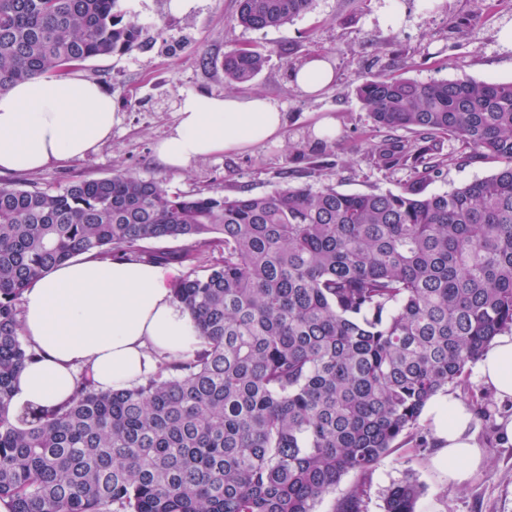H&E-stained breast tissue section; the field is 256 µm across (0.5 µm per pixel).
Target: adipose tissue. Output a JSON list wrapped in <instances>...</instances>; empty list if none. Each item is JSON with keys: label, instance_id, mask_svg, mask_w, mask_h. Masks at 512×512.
Here are the masks:
<instances>
[{"label": "adipose tissue", "instance_id": "adipose-tissue-1", "mask_svg": "<svg viewBox=\"0 0 512 512\" xmlns=\"http://www.w3.org/2000/svg\"><path fill=\"white\" fill-rule=\"evenodd\" d=\"M121 118L99 84L79 76L37 75L0 94V173L29 172L85 158L110 138ZM283 114L260 95L187 96L156 146L166 168L281 138ZM23 331L41 358L15 383L21 411L51 407L73 395L82 370L100 389L135 386L154 368V354L199 346L188 311L177 303L160 266L103 262L85 255L54 268L23 294ZM481 382L512 399V334L497 336L478 363ZM425 414L438 444L436 459L461 485L484 465L472 434L474 416L457 399L439 396Z\"/></svg>", "mask_w": 512, "mask_h": 512}]
</instances>
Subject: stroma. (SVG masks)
<instances>
[{"instance_id":"35a3bbf8","label":"stroma","mask_w":512,"mask_h":512,"mask_svg":"<svg viewBox=\"0 0 512 512\" xmlns=\"http://www.w3.org/2000/svg\"><path fill=\"white\" fill-rule=\"evenodd\" d=\"M146 29L143 43L123 55L86 61L78 76L98 82L112 95L121 117L109 141L87 158L20 175L28 186L106 177L129 171L162 183L169 191L235 196L264 195L287 186L343 193H386L411 182V164L386 166L373 155L374 144L389 138L358 100L355 89L370 72L420 82L469 76L478 81L512 82V48L499 39L512 24V0H314L290 24L251 30L234 24L238 0H196L188 13L175 14L169 0H123ZM267 50L263 70L237 94H260L285 114L280 140L221 156L204 157L184 171L164 168L154 146L170 130L181 100L190 94L228 93L222 62L226 45ZM313 55L328 57L333 84L323 92L302 93L292 72ZM209 66H201V58ZM448 161L428 182L426 194L443 193L493 174L497 162L465 161V147L440 139ZM467 406L485 402L475 437L486 467L464 485L448 476L426 453L402 448L384 457L366 487L364 512H382L383 493L406 473L426 491L417 512H512V440L499 421L512 415V401H501L470 373L466 387H449Z\"/></svg>"}]
</instances>
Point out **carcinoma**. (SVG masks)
I'll return each instance as SVG.
<instances>
[{
	"instance_id": "1",
	"label": "carcinoma",
	"mask_w": 512,
	"mask_h": 512,
	"mask_svg": "<svg viewBox=\"0 0 512 512\" xmlns=\"http://www.w3.org/2000/svg\"><path fill=\"white\" fill-rule=\"evenodd\" d=\"M313 0H239L235 22L277 29ZM145 27L121 0H0V93L38 74L132 50ZM265 54L232 44L224 78L245 85ZM356 96L375 124L414 133L375 147L411 163L397 192L286 187L271 194L171 193L131 172L55 188L0 180V504L8 512H363L394 448H426L428 402L466 384L493 339L512 333V82H419L370 74ZM498 170L442 194L440 138ZM186 239L180 251L147 241ZM204 267L173 288L201 348L156 355L122 391L81 375L75 396L12 408L22 295L76 256ZM407 473L383 512H416Z\"/></svg>"
}]
</instances>
